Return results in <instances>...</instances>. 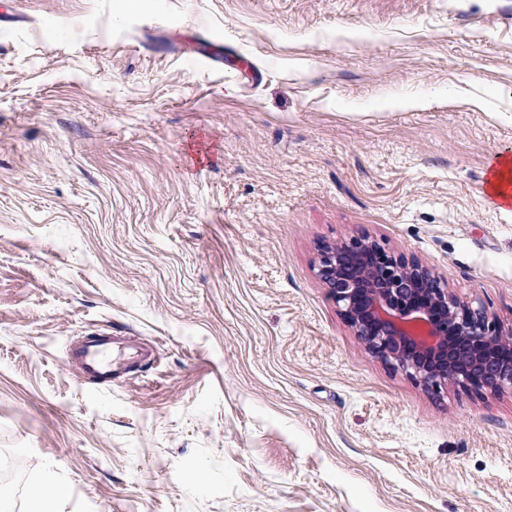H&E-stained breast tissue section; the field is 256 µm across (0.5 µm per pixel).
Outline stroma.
<instances>
[{"label": "stroma", "mask_w": 512, "mask_h": 512, "mask_svg": "<svg viewBox=\"0 0 512 512\" xmlns=\"http://www.w3.org/2000/svg\"><path fill=\"white\" fill-rule=\"evenodd\" d=\"M512 0H11L0 484L66 512H512V391L434 395L317 275L367 234L512 326ZM115 332L154 357L103 384ZM108 349L131 352L126 359L123 356L112 358L107 355ZM69 357L83 377L112 382L122 374L131 361L144 362L151 358V353L136 346L127 336L106 333L83 339L69 353ZM40 491L33 495L32 512H64L68 489L61 484L56 472L49 467L42 468L38 477Z\"/></svg>", "instance_id": "obj_1"}]
</instances>
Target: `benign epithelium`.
<instances>
[{"label":"benign epithelium","mask_w":512,"mask_h":512,"mask_svg":"<svg viewBox=\"0 0 512 512\" xmlns=\"http://www.w3.org/2000/svg\"><path fill=\"white\" fill-rule=\"evenodd\" d=\"M317 274L365 349L425 389L512 390V327L461 301L418 259L361 235L323 246Z\"/></svg>","instance_id":"7a95c632"}]
</instances>
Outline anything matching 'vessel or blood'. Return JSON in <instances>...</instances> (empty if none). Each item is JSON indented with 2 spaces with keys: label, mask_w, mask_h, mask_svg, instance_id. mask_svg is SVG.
<instances>
[{
  "label": "vessel or blood",
  "mask_w": 512,
  "mask_h": 512,
  "mask_svg": "<svg viewBox=\"0 0 512 512\" xmlns=\"http://www.w3.org/2000/svg\"><path fill=\"white\" fill-rule=\"evenodd\" d=\"M69 357L82 376L109 382L122 374L129 361L143 362L151 354L128 337L104 334L83 339Z\"/></svg>",
  "instance_id": "1"
}]
</instances>
